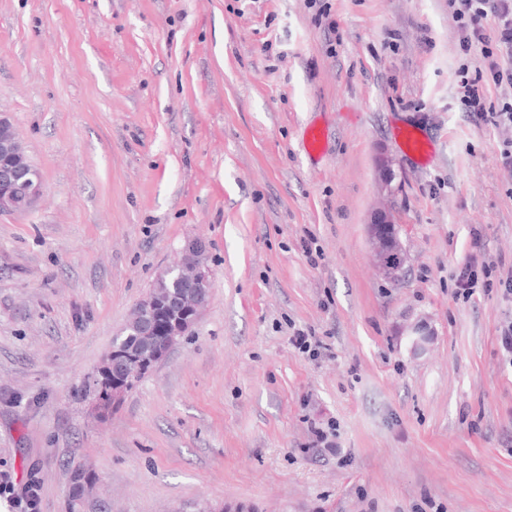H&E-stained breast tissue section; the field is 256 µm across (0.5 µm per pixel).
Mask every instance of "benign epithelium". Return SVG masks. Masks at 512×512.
<instances>
[{"label":"benign epithelium","mask_w":512,"mask_h":512,"mask_svg":"<svg viewBox=\"0 0 512 512\" xmlns=\"http://www.w3.org/2000/svg\"><path fill=\"white\" fill-rule=\"evenodd\" d=\"M377 166L380 173V189L386 199L394 196L392 182L395 173L391 158L381 153ZM43 192L39 171L28 161L10 118L0 113V214L25 212L34 207ZM369 236L374 245V261L389 281L401 278L407 261V250L398 238L391 205L385 203L372 214ZM203 247L192 243L185 249L183 259L167 268L156 280L154 287L136 306L134 315L124 329L141 336L147 351L128 349L122 353L112 349L100 368H112L116 358L126 365L156 364L185 335L195 323L209 297L210 273L199 253ZM158 311L171 314L164 330L149 327V320ZM126 393L119 383L112 384L110 396L95 399L93 409L102 415L107 408L118 403Z\"/></svg>","instance_id":"benign-epithelium-1"}]
</instances>
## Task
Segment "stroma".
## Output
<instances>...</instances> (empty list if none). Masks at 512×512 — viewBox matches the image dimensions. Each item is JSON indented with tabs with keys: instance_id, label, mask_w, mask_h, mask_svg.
I'll return each mask as SVG.
<instances>
[{
	"instance_id": "35a3bbf8",
	"label": "stroma",
	"mask_w": 512,
	"mask_h": 512,
	"mask_svg": "<svg viewBox=\"0 0 512 512\" xmlns=\"http://www.w3.org/2000/svg\"><path fill=\"white\" fill-rule=\"evenodd\" d=\"M462 36L448 0H0V113L43 183L0 214V512L33 483L37 512H512V296L455 297L471 259L512 273V128L464 100ZM381 152L396 282L368 233ZM196 240L207 306L95 414L89 377ZM399 136L401 138L399 146L405 155L415 159L431 155L430 142L422 137L415 128L404 127L400 129Z\"/></svg>"
}]
</instances>
